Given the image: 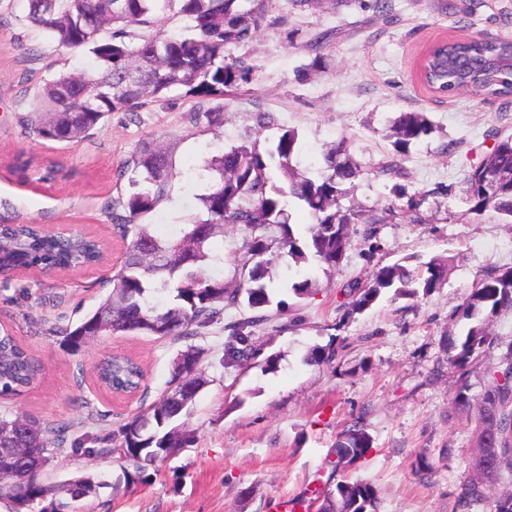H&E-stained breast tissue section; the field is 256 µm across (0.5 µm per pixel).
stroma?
I'll list each match as a JSON object with an SVG mask.
<instances>
[{"label":"stroma","instance_id":"obj_1","mask_svg":"<svg viewBox=\"0 0 512 512\" xmlns=\"http://www.w3.org/2000/svg\"><path fill=\"white\" fill-rule=\"evenodd\" d=\"M468 5L391 0L384 13H293L288 0H275V13L287 15L295 37L269 28L235 48V55L250 59L253 72L225 101L223 129L191 125L197 100L177 89L148 103L136 118L113 114L89 138L66 145L25 134L16 115L28 111L43 80L82 72L94 58L50 43L28 21L26 0H0V224L92 234L107 247V259L97 267L0 277V331L15 336L41 365L32 385L0 398V414L43 425L83 421L102 435L106 428L94 414L117 421L163 391L182 342L112 335L73 351L48 333L55 324H76L106 298L127 243L105 205L126 191L116 170L149 135H169L176 166L185 172L233 144L266 146L283 128L298 133L303 171L326 146L342 141L362 167L356 205L370 215L414 203L421 217L417 224L375 225L371 239L365 225H357L345 260L334 273L318 274L314 295L291 298L290 311L257 330L259 356L277 357L276 371L256 366L228 372L221 364L224 324L247 317L248 309L228 310L224 322L208 328L198 344L209 383L187 419L196 434L193 446L143 473L116 454H59L42 475L50 498L60 497L66 479L103 473L108 487L79 501L78 512H280L286 500L316 512L336 484L327 464L336 434L359 418L373 447L355 474L374 483L378 512H454L470 476L473 425L450 408L456 379L442 341L464 339L471 322L461 312L473 288L512 267V224L470 213L465 200L471 167L498 136L512 134V96H444L420 77V61L435 42L512 37V0H484L472 17L465 14ZM328 29L336 35L324 50L327 68L300 76L312 59L308 40ZM259 110L273 113L276 127L259 129ZM398 112L425 113L432 131L404 156L403 174L385 175L380 166L396 155L388 121ZM53 164L62 174L42 180ZM198 211L192 189L181 180L144 221L156 235L175 238ZM439 254L455 261L431 296L384 298L364 313L345 314L343 290L352 280L403 258L424 262ZM492 330L501 346L480 360L470 379L476 399L485 391L483 372L499 366L502 345L512 342V311L499 312ZM330 343L338 350L333 364L308 363L314 346ZM113 353L142 363L144 391L115 398L96 385L93 364ZM422 451L434 465L424 480L413 468Z\"/></svg>","mask_w":512,"mask_h":512}]
</instances>
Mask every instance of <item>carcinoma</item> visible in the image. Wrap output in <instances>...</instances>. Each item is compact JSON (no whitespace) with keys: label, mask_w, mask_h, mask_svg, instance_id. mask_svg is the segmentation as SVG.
<instances>
[{"label":"carcinoma","mask_w":512,"mask_h":512,"mask_svg":"<svg viewBox=\"0 0 512 512\" xmlns=\"http://www.w3.org/2000/svg\"><path fill=\"white\" fill-rule=\"evenodd\" d=\"M178 2L183 34L158 32L143 37L139 30L157 22L159 13ZM353 0H289L298 11L326 4L332 10ZM29 21L48 39L69 50H87L96 65L79 75L61 73L38 87L31 109L20 123L33 136L58 143L82 140L103 126L112 114L137 116L147 100L167 98L176 87L198 99L190 122L213 130L224 127V101L249 81L253 65L232 49L243 46L264 27L288 25V16L272 15L273 0H28ZM331 33L311 40L315 52L311 67L327 68L322 50ZM422 76L429 88L452 95L470 84L486 96H512V38L453 40L434 44L427 51ZM401 155L428 135L431 124L422 112H398L390 120ZM301 153L298 136L284 131L272 147L260 151L254 143L225 147L206 161L197 174L203 192L195 195L202 217L184 225L176 239L154 235L139 220L170 195L181 178L164 136L142 139L117 171L129 191L106 205L112 224L124 239L131 238L120 269L109 279L105 301L75 325L54 328L74 351L116 334L147 335L186 340L171 362L169 379L160 397L148 408L124 420L103 436L91 435L70 423L40 426L17 415H0L3 444H24L42 460V468L0 477V499L31 507L43 502L48 489L41 481L43 468L66 450L98 457L119 453L136 462L139 473L183 448L192 446L195 433L182 422L206 385L201 362L204 349L190 343L202 330L224 318L227 310L244 306L252 315L225 326L224 369L244 366L257 357L254 329L271 321L269 307L281 312L288 303L276 299L284 291L298 298L313 294L316 281L301 274L315 266L325 274L336 270L351 245L354 225L363 214L344 207L361 175L360 167L344 157L343 146H330L321 154L318 175L306 176L293 164ZM498 174L489 189L486 174ZM470 212L489 211L503 224H512V135L498 138L481 163L466 179ZM301 209L311 217L304 230L290 222V211ZM408 209L391 206L373 214L368 223L402 220L421 222ZM244 230L232 260V286L222 275L205 270L214 259L213 239L226 225ZM291 260L287 288L275 281L271 255ZM103 248L92 236L61 237L36 224H0V276L18 267L48 271L70 270L102 260ZM451 259L433 257L410 264L404 258L376 267L363 281L348 285V308L362 312L381 297L391 299L429 296L448 278ZM512 310V268L483 279L463 307L475 320L464 340L446 339L448 365L461 383L452 396L456 413L474 421L470 453L471 475L458 495L459 512H472L492 502L491 512H512V492L492 499L489 491L503 472L512 473V345L503 367L486 373L487 388L476 403L469 395L468 367L493 346L491 318ZM336 359L332 345L316 346L307 361L316 365ZM39 372L36 360L8 333L0 336V396L16 395L31 385ZM109 389L134 391L143 371L130 358L112 356L98 368ZM373 438L361 420L343 427L333 445L332 471L364 462ZM82 488L91 496L108 483L91 474L75 476L65 487ZM318 512H377V491L365 479L344 480L327 493Z\"/></svg>","instance_id":"cac0c4a2"}]
</instances>
